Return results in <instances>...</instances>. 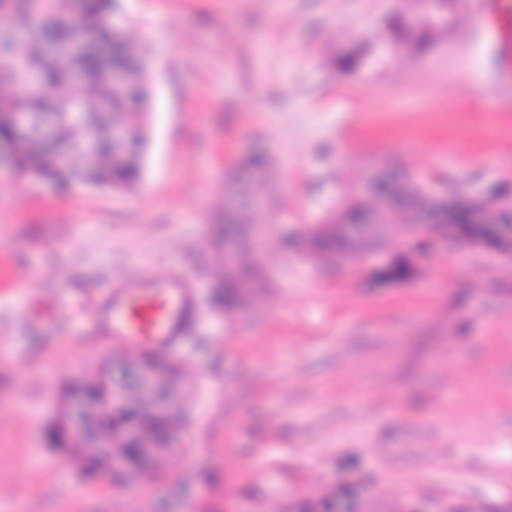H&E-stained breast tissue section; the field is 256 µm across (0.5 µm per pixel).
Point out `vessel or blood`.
I'll list each match as a JSON object with an SVG mask.
<instances>
[{"label": "vessel or blood", "instance_id": "obj_1", "mask_svg": "<svg viewBox=\"0 0 512 512\" xmlns=\"http://www.w3.org/2000/svg\"><path fill=\"white\" fill-rule=\"evenodd\" d=\"M196 314L195 298L179 271H139L107 281L93 300L89 330L103 348L151 351L184 336Z\"/></svg>", "mask_w": 512, "mask_h": 512}]
</instances>
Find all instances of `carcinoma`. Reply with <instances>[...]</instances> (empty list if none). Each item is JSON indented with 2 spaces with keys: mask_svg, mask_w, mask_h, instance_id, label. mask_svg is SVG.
<instances>
[{
  "mask_svg": "<svg viewBox=\"0 0 512 512\" xmlns=\"http://www.w3.org/2000/svg\"><path fill=\"white\" fill-rule=\"evenodd\" d=\"M401 32L400 40L414 41L420 47L434 36L436 28L426 26L418 33L394 22ZM119 69L127 81L113 86L109 72ZM149 63L129 39L119 16L117 0H0V148L8 152L11 167L37 181H48L67 187L78 178L92 186L118 190L132 188L142 177L146 147L134 145L122 151L112 148V124H124L131 137L148 143L141 127L143 113L151 111L153 91L149 85ZM81 83V94H61L73 80ZM36 83L39 94L30 92L22 98L9 94L13 86L30 87ZM76 104L87 113L84 132L98 144L93 164L83 166L75 155L80 139L73 129L59 125L50 136L35 132L20 133L15 126L18 112H64ZM252 196L262 194L269 164L262 153L245 161ZM388 189L395 196V206L409 215L423 207L422 187L409 177H390ZM377 206L376 200L360 198L336 208L327 226L306 228L305 234L312 254L321 258H338L368 245L365 231L350 236L341 225L360 227L363 218ZM450 218L456 224H467L470 210L465 202L456 204L451 212L442 209L424 213L423 220ZM224 238L216 244L224 248V276L216 281L213 302L226 311L238 309L254 297L255 289L265 288L253 275L257 267L254 237L241 235L240 225L251 223L243 213H224ZM234 244V251L225 250ZM173 350L143 353L136 359L145 361L161 374L173 392V407L164 412L153 410L151 402L132 392L129 401L118 407L110 405L112 380L107 371L109 357L99 363L93 377L81 382L66 383L60 392L82 397L96 418L98 429L112 437V452L126 463V474L143 470L141 449L149 447L164 435L178 432L185 421V408L179 403L182 364L172 356ZM136 425L140 438H125L123 429ZM47 443L62 450L79 469L104 471L107 459L67 445L65 430L58 418L48 424Z\"/></svg>",
  "mask_w": 512,
  "mask_h": 512,
  "instance_id": "carcinoma-1",
  "label": "carcinoma"
}]
</instances>
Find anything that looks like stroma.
Listing matches in <instances>:
<instances>
[{
  "label": "stroma",
  "instance_id": "stroma-1",
  "mask_svg": "<svg viewBox=\"0 0 512 512\" xmlns=\"http://www.w3.org/2000/svg\"><path fill=\"white\" fill-rule=\"evenodd\" d=\"M120 5L153 82L141 182L0 171V512H290L344 489L351 512H512V265L450 242L378 284L397 220L340 266L282 244L387 168L451 197L512 195V0H455L425 49L393 52L391 22L426 0ZM257 151L268 286L227 314L210 302L215 218ZM171 268L197 309L177 446L131 483L50 466L59 388L101 355L93 284Z\"/></svg>",
  "mask_w": 512,
  "mask_h": 512
}]
</instances>
